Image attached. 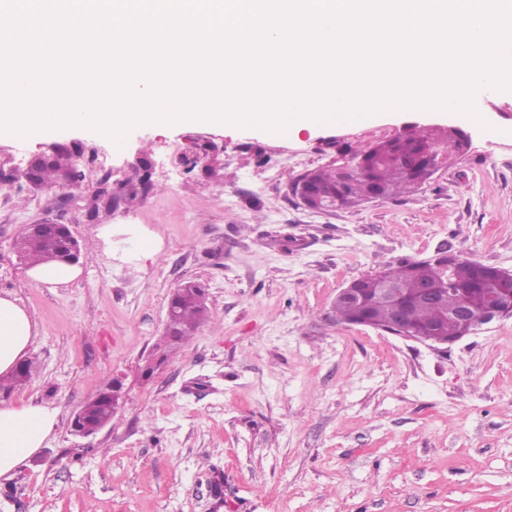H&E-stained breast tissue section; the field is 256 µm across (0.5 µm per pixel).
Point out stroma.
I'll list each match as a JSON object with an SVG mask.
<instances>
[{"instance_id": "35a3bbf8", "label": "stroma", "mask_w": 512, "mask_h": 512, "mask_svg": "<svg viewBox=\"0 0 512 512\" xmlns=\"http://www.w3.org/2000/svg\"><path fill=\"white\" fill-rule=\"evenodd\" d=\"M476 109L466 151L415 192L328 211L292 181L456 114L285 133L143 124L120 146L83 127L0 137L2 162L55 145L85 174L36 190L0 180V294L38 325L37 372L0 407L59 411L0 480V512H512V317L438 352L332 308L351 281L443 250L512 270V92ZM46 219L88 249L70 283L33 284L14 250ZM187 281L210 320L144 378ZM115 380L111 423L72 435L73 413Z\"/></svg>"}]
</instances>
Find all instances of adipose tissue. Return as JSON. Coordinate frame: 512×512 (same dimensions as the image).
<instances>
[{
  "mask_svg": "<svg viewBox=\"0 0 512 512\" xmlns=\"http://www.w3.org/2000/svg\"><path fill=\"white\" fill-rule=\"evenodd\" d=\"M37 334L29 314L11 296H0V376L27 356ZM58 411L33 402L0 407V479H12L54 432Z\"/></svg>",
  "mask_w": 512,
  "mask_h": 512,
  "instance_id": "1",
  "label": "adipose tissue"
}]
</instances>
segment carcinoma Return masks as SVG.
Here are the masks:
<instances>
[{
    "label": "carcinoma",
    "instance_id": "1",
    "mask_svg": "<svg viewBox=\"0 0 512 512\" xmlns=\"http://www.w3.org/2000/svg\"><path fill=\"white\" fill-rule=\"evenodd\" d=\"M466 145L464 134L459 129L437 132L428 127H418L407 137H398L378 143L363 150L358 167H364L368 174L354 172L345 186L339 184L337 169H318L311 177L312 188L317 195L326 198L332 195L340 198L339 206L346 207L371 197L385 199L412 191L415 185L424 181L421 172L411 166V160L420 156L425 147L430 146L448 156L461 152ZM74 166L72 155L57 151L38 166V183L46 185L58 183L62 175ZM16 248L27 263H42L55 255L68 252V236L47 233L34 239L22 232L16 241ZM382 276L405 288H415L420 284L443 286L448 283V308L457 302L456 288L484 287L485 265L467 258H461L447 272L437 261H401L381 270ZM171 312V325L168 332L157 344L156 354L163 360L176 355L193 331L208 319L207 298L202 285L188 281L177 288L168 301ZM336 319L351 321L362 313L360 305L349 302L336 303ZM415 326L428 328L442 321L440 308L429 304H417L411 309ZM35 374L34 364L26 362L7 380H0V391H8L29 382ZM112 402L97 396L83 405V419L95 425L101 420L112 421Z\"/></svg>",
    "mask_w": 512,
    "mask_h": 512
}]
</instances>
